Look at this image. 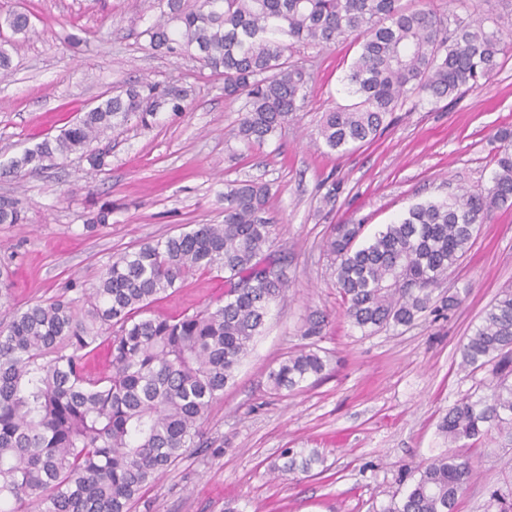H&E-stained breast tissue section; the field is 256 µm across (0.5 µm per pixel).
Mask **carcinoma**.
Returning a JSON list of instances; mask_svg holds the SVG:
<instances>
[{
	"mask_svg": "<svg viewBox=\"0 0 512 512\" xmlns=\"http://www.w3.org/2000/svg\"><path fill=\"white\" fill-rule=\"evenodd\" d=\"M13 34L32 30L30 16L0 18ZM155 51L193 57L224 78V95L244 99L236 137L261 146L300 111L311 75L290 61L294 48L348 39L359 51L347 75L352 103L324 112L318 136L347 153L372 141L413 95L438 102L480 86L512 51L499 17L468 21L457 12L404 8L399 0H166L143 31ZM15 42L0 41V73L12 67ZM193 89L142 81L104 95L70 127L12 162L41 169L80 153L96 172L106 155L93 143L131 119L143 128L161 111L183 112ZM490 186L410 206L364 236L362 224H336L326 238L345 315L376 331L408 326L471 247L479 225L512 206V130L496 133ZM270 188L224 184L221 224L189 229L125 252L94 288L10 310L0 320V512H131L144 490L196 446L200 425L233 381L270 305L288 290L274 258L266 217ZM0 200V224H21ZM224 273V299L192 314L147 315L159 296L203 272ZM108 342L112 372H87L84 360ZM464 369L489 368L490 394L465 396L448 409L439 432L452 443L490 429L512 431V288L501 289L459 348ZM325 369L316 343L271 369L276 392H293ZM324 463L315 448H285L269 470L311 475ZM402 497L383 512H455L473 474L452 448L420 465ZM489 507L512 512V492L495 489Z\"/></svg>",
	"mask_w": 512,
	"mask_h": 512,
	"instance_id": "1",
	"label": "carcinoma"
}]
</instances>
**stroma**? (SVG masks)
Instances as JSON below:
<instances>
[{
  "label": "stroma",
  "mask_w": 512,
  "mask_h": 512,
  "mask_svg": "<svg viewBox=\"0 0 512 512\" xmlns=\"http://www.w3.org/2000/svg\"><path fill=\"white\" fill-rule=\"evenodd\" d=\"M31 14L13 68L0 77V198L18 203L22 224H0V266L10 271V308L95 284L114 256L193 224L224 220V185L251 180L271 189L267 216L289 290L272 304L265 331L201 425L199 445L167 470L132 512H381L410 485V470L446 451L438 426L455 401L487 393L488 372L460 366L458 348L484 308L512 286V207L481 225L445 294L459 306L409 327L362 333L343 315L323 243L336 224L367 232L409 206L458 188L488 187L495 133L512 129V53L482 86L450 101L414 97L373 142L345 154L318 137L325 111L349 101L345 77L356 45H307L293 56L310 73L301 112L263 146L234 135L241 101L194 59L151 50L144 29L158 0H0V12ZM82 33L71 47L67 36ZM148 79L184 83V112L160 113L148 129L128 122L97 141L103 171L73 154L36 171L10 172L14 158L76 122L99 95ZM335 198H327L330 186ZM111 204L108 223L87 230L91 210ZM224 291L217 274L190 280L151 304V316L191 313ZM323 319L317 344L327 360L301 390L275 392L268 375L305 344L309 318ZM286 448H315L325 470L270 475ZM475 475L456 512H487L492 489L512 488V437L459 446Z\"/></svg>",
  "instance_id": "obj_1"
}]
</instances>
